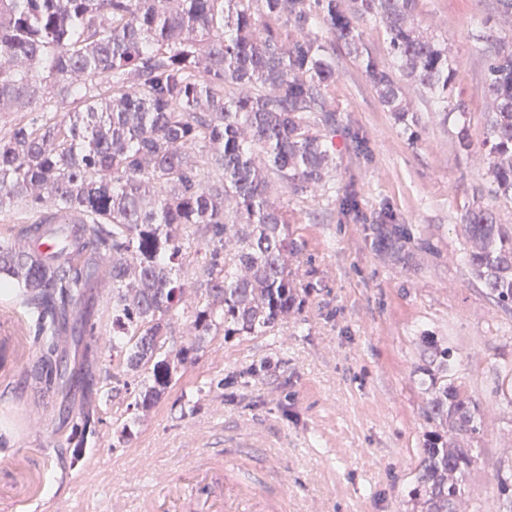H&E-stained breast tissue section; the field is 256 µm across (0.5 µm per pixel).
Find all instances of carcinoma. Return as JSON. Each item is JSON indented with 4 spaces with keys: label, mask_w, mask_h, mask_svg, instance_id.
<instances>
[{
    "label": "carcinoma",
    "mask_w": 512,
    "mask_h": 512,
    "mask_svg": "<svg viewBox=\"0 0 512 512\" xmlns=\"http://www.w3.org/2000/svg\"><path fill=\"white\" fill-rule=\"evenodd\" d=\"M0 0V211L25 202L28 221L0 238V282L34 319L40 356L32 379L64 396L57 340L72 331L83 289L102 277L112 361L158 400L193 346L166 349L185 316L195 343L266 336L300 304L288 266V210L271 179L297 196L319 187L332 162L323 130L336 127L324 90L336 79L332 44L359 51V22L375 19L402 76L454 119L470 146L467 112L452 103L448 44L414 25L416 0ZM299 36L288 39V24ZM493 100L483 140L489 192L512 204V40L488 50ZM365 75L394 119L414 117L393 72L371 54ZM465 254L497 304L512 309V228L489 208L464 217ZM51 230L68 246L51 265L29 253ZM379 249L409 256L402 224L373 228ZM201 255L193 283L181 279ZM438 362L413 497L418 512H457L482 431L455 376L454 351L431 336ZM97 407L88 400L65 441L85 453ZM512 512V465L495 475Z\"/></svg>",
    "instance_id": "carcinoma-1"
}]
</instances>
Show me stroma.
I'll use <instances>...</instances> for the list:
<instances>
[{"label": "stroma", "instance_id": "stroma-1", "mask_svg": "<svg viewBox=\"0 0 512 512\" xmlns=\"http://www.w3.org/2000/svg\"><path fill=\"white\" fill-rule=\"evenodd\" d=\"M421 31L445 40L456 70L454 99L470 114L471 146L428 94L403 82L417 122L403 129L381 105L358 55L334 47L325 90L336 112L328 186L352 194L357 213L328 196L276 190L296 244L288 262L302 284L298 309L266 336L205 337L191 364L149 408L133 409L122 372H100V420L81 463L60 436L59 400L37 396L27 372L39 346L34 322L0 292V512H139L159 476L174 477L224 437L239 433L255 456L287 462L295 512H412L411 490L427 421L430 382L420 339L451 347L483 436L465 479V512H504L494 474L512 449V408L500 392L512 362V312L471 272L462 217L512 207L487 194L482 92L487 36L512 38L500 0H416ZM403 224L415 245L402 265L373 243V225ZM99 318L82 342L59 351L78 372L111 341Z\"/></svg>", "mask_w": 512, "mask_h": 512}]
</instances>
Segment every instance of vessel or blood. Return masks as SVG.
<instances>
[{"label":"vessel or blood","mask_w":512,"mask_h":512,"mask_svg":"<svg viewBox=\"0 0 512 512\" xmlns=\"http://www.w3.org/2000/svg\"><path fill=\"white\" fill-rule=\"evenodd\" d=\"M240 438L228 436L224 446L206 460L194 463L187 480H165L145 497V512H290L284 490L285 469L277 458L256 463L241 453Z\"/></svg>","instance_id":"1"}]
</instances>
